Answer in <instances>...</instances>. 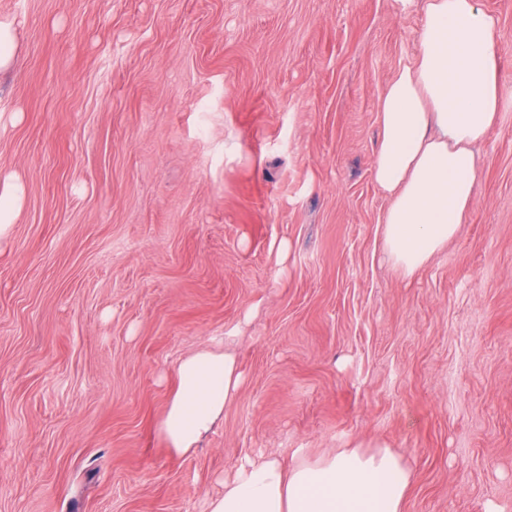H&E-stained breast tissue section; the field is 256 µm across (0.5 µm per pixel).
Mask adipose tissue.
<instances>
[{"label": "adipose tissue", "instance_id": "obj_1", "mask_svg": "<svg viewBox=\"0 0 512 512\" xmlns=\"http://www.w3.org/2000/svg\"><path fill=\"white\" fill-rule=\"evenodd\" d=\"M413 62L389 81L378 107L372 174L389 204L383 247L413 275L454 238L474 200L475 146L501 107L496 18L480 0H423ZM243 373L234 354L201 347L180 360L155 433L175 455L193 451L223 417ZM412 473L388 446L294 452L243 461L206 512H403Z\"/></svg>", "mask_w": 512, "mask_h": 512}]
</instances>
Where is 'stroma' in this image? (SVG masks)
Wrapping results in <instances>:
<instances>
[{"label":"stroma","instance_id":"stroma-1","mask_svg":"<svg viewBox=\"0 0 512 512\" xmlns=\"http://www.w3.org/2000/svg\"><path fill=\"white\" fill-rule=\"evenodd\" d=\"M501 109L456 236L403 275L372 162L410 63L400 0H0V512H204L241 460L380 442L404 512H512V0ZM244 385L192 453L179 359ZM18 37L16 22L0 19V72L9 71L13 67ZM24 194V184L18 175L0 178V240L9 237L20 214ZM242 383L234 354L209 346L189 353L175 368L174 386L155 422L157 437L175 455L193 451L224 416Z\"/></svg>","mask_w":512,"mask_h":512}]
</instances>
